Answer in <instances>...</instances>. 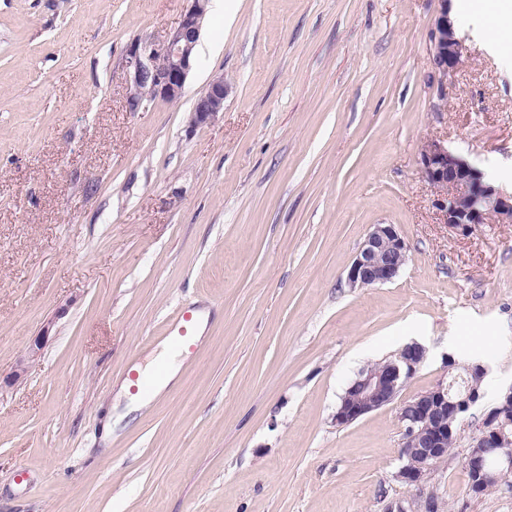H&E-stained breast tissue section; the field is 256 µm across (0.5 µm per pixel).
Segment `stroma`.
Returning <instances> with one entry per match:
<instances>
[{
    "label": "stroma",
    "instance_id": "1",
    "mask_svg": "<svg viewBox=\"0 0 512 512\" xmlns=\"http://www.w3.org/2000/svg\"><path fill=\"white\" fill-rule=\"evenodd\" d=\"M184 95L129 112L126 50L187 0H0V512H512L469 489L467 456L512 383V224L448 227L419 169L432 141L512 195V65L469 10L440 79L439 0H223ZM224 110L190 128L214 77ZM448 86L440 104L437 88ZM375 224L408 262L348 288ZM195 354L126 428L103 423L180 309ZM489 366L484 403L422 488L396 474L397 405L333 415L358 373L406 343ZM48 333V329H42L41 335L34 339L33 343L29 346L27 353L17 361L13 372L5 378L0 376V389H2L3 386L15 385L25 375L29 364L37 359L40 350L43 348V345L48 338Z\"/></svg>",
    "mask_w": 512,
    "mask_h": 512
}]
</instances>
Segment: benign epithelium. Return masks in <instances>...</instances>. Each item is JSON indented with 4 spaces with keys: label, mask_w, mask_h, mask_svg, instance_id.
<instances>
[{
    "label": "benign epithelium",
    "mask_w": 512,
    "mask_h": 512,
    "mask_svg": "<svg viewBox=\"0 0 512 512\" xmlns=\"http://www.w3.org/2000/svg\"><path fill=\"white\" fill-rule=\"evenodd\" d=\"M178 26L167 39L156 44L147 40L133 41L125 57L130 77V90L125 100L128 112H143L155 100L175 101L185 89L187 78L196 61L195 49L200 39L202 22L210 0H189ZM441 11L432 32L435 70L446 78L459 64L461 41L449 17L448 0H440ZM227 88L224 79L209 82L196 99L189 116L192 128L213 122L224 111ZM423 178L432 186L446 191L441 203L445 223L453 228L483 224L492 217L499 224H512V196L501 194L493 185L475 181L476 171L465 161L453 156L438 141L427 145L420 157ZM408 259V246L393 224H375L347 268L346 284L350 288H368L392 282ZM49 327L42 329L27 353L16 363L13 372L0 377V388L16 384L35 361L48 338ZM427 359V349L416 342L404 345L381 369H364L350 383L340 398L334 414L336 425H349L364 416L395 402L404 383ZM464 368L470 374L485 376L488 368L478 361H460L448 356V373ZM485 399V392L472 387L460 397L439 382L432 388L400 403L398 419L404 430L401 448L402 466L397 478L408 486L421 487L434 466L448 455V440L457 422ZM512 384L499 390L496 405L479 427L474 441L479 448H501L512 442ZM472 473L470 491L479 493L495 469H511L512 458L493 461L472 453L467 459Z\"/></svg>",
    "instance_id": "7a95c632"
}]
</instances>
